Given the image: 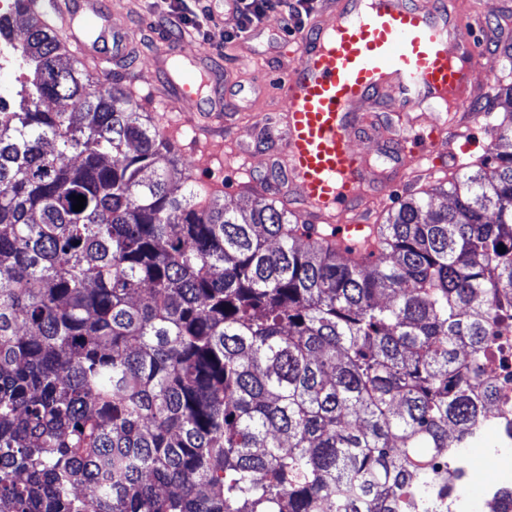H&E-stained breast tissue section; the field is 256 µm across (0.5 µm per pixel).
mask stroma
Returning <instances> with one entry per match:
<instances>
[{
    "instance_id": "obj_1",
    "label": "stroma",
    "mask_w": 512,
    "mask_h": 512,
    "mask_svg": "<svg viewBox=\"0 0 512 512\" xmlns=\"http://www.w3.org/2000/svg\"><path fill=\"white\" fill-rule=\"evenodd\" d=\"M199 3L211 12V20L198 28L183 30L166 25L161 9L153 0H103L113 29L136 42L134 57L117 69L116 74L120 87L131 88L137 99L162 123L169 118L180 119L181 114L163 112V97L152 60L158 45L188 39L190 49L209 53L216 67L238 72L237 82L226 91L224 112L231 124L224 129L223 145L201 151L195 132L188 125L182 126L171 141L179 166L192 183L218 191L225 202L245 206L256 194L255 183L270 175L279 150L278 143L269 134L280 106V80L285 72L277 55L285 40H300L304 33L288 27L284 9L269 10L253 43L254 49L264 56L261 67L257 68L241 62L237 56L239 42L234 34L239 17L232 6L224 4L223 0H199ZM480 9L484 24L478 32V49L486 56L493 50L499 30H512V0H482ZM486 100V95H479L468 127L445 139L431 162L413 172L392 169L388 161L397 150L393 136L399 128L389 101L378 99L370 104L368 111L376 133L358 139L356 147L378 158L379 170L390 174L388 180L372 186V195L367 199L373 222H380L382 216L397 208L412 190L429 189L442 182L448 171L449 154L465 152L479 156L488 151L492 137L498 133L502 113L500 108L487 105ZM238 149L250 158L248 173H240L238 162L230 158Z\"/></svg>"
}]
</instances>
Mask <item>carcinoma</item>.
<instances>
[{
  "instance_id": "cac0c4a2",
  "label": "carcinoma",
  "mask_w": 512,
  "mask_h": 512,
  "mask_svg": "<svg viewBox=\"0 0 512 512\" xmlns=\"http://www.w3.org/2000/svg\"><path fill=\"white\" fill-rule=\"evenodd\" d=\"M15 11L0 512H449L448 429L470 443L485 300L512 289V151L402 201L368 242L389 261L356 264L274 199L176 194L131 90Z\"/></svg>"
}]
</instances>
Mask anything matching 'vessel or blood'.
Segmentation results:
<instances>
[{
	"mask_svg": "<svg viewBox=\"0 0 512 512\" xmlns=\"http://www.w3.org/2000/svg\"><path fill=\"white\" fill-rule=\"evenodd\" d=\"M59 18L71 44L94 66L123 64L133 52L129 37L108 39L100 0H67ZM480 27L479 16L458 14L451 0H318L280 89L278 195L296 202L304 221L328 229L337 250L359 248L372 236V225L352 221L365 208L375 174L354 145L369 119L366 104L385 97L399 116L398 169L430 160L447 131L445 111L476 97L473 74L489 66L476 49ZM173 54L167 47L155 59L167 105L197 104L188 124L220 137V71L208 54L195 52L187 56L189 73L174 72ZM423 100L439 112L421 126L413 114Z\"/></svg>",
	"mask_w": 512,
	"mask_h": 512,
	"instance_id": "vessel-or-blood-1",
	"label": "vessel or blood"
}]
</instances>
